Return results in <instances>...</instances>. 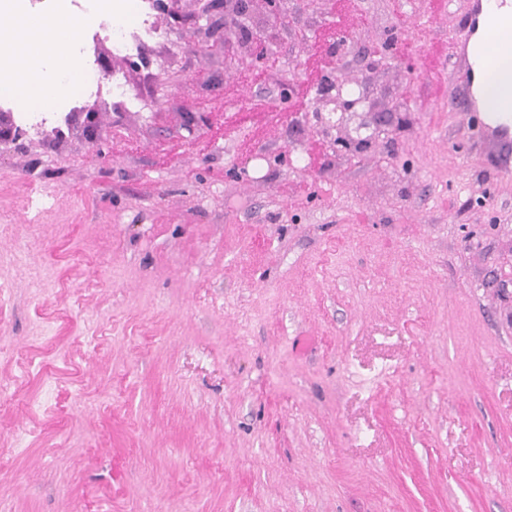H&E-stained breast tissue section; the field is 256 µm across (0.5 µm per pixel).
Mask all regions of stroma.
I'll use <instances>...</instances> for the list:
<instances>
[{"label": "stroma", "mask_w": 512, "mask_h": 512, "mask_svg": "<svg viewBox=\"0 0 512 512\" xmlns=\"http://www.w3.org/2000/svg\"><path fill=\"white\" fill-rule=\"evenodd\" d=\"M466 7L288 0L283 23L255 0L279 59L259 86L161 13L149 66L108 59L142 110L9 145L0 512H512V144L449 107L447 60L423 64ZM398 18L412 54L341 66L405 98L404 127L306 168L325 134L287 119L282 84L309 44Z\"/></svg>", "instance_id": "stroma-1"}]
</instances>
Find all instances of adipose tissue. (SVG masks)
I'll list each match as a JSON object with an SVG mask.
<instances>
[{
  "label": "adipose tissue",
  "mask_w": 512,
  "mask_h": 512,
  "mask_svg": "<svg viewBox=\"0 0 512 512\" xmlns=\"http://www.w3.org/2000/svg\"><path fill=\"white\" fill-rule=\"evenodd\" d=\"M18 30L17 46L30 60L23 81L37 83L48 97L71 91L67 79L73 61L69 45L78 31L76 22L61 20L50 33L41 22L26 19L19 22Z\"/></svg>",
  "instance_id": "obj_1"
}]
</instances>
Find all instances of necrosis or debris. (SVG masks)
<instances>
[{
  "label": "necrosis or debris",
  "mask_w": 512,
  "mask_h": 512,
  "mask_svg": "<svg viewBox=\"0 0 512 512\" xmlns=\"http://www.w3.org/2000/svg\"><path fill=\"white\" fill-rule=\"evenodd\" d=\"M155 9V0H0V112L10 113L20 135L35 138L48 127L68 131L72 116L92 100L107 107L137 108V100L127 95L124 76L111 73L106 61L90 48L107 37L114 53L137 58L143 45L160 35ZM31 13L51 22L63 17L79 19L80 33L73 45L80 61L71 75L74 92L48 99L36 85L19 87L27 60L17 50L13 22ZM21 95L27 101L23 109L16 106Z\"/></svg>",
  "instance_id": "necrosis-or-debris-1"
}]
</instances>
